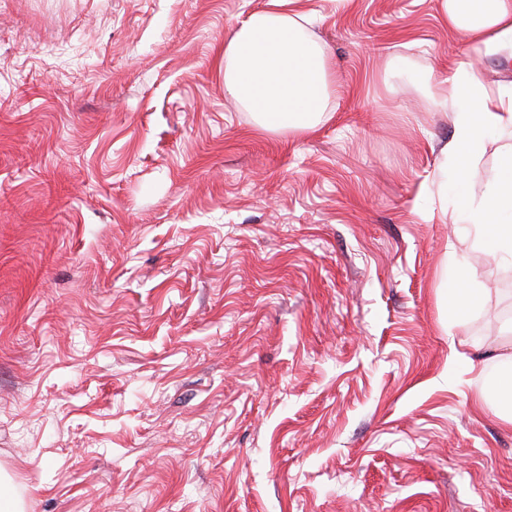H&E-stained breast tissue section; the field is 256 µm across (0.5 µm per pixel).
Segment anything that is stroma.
<instances>
[{
    "mask_svg": "<svg viewBox=\"0 0 512 512\" xmlns=\"http://www.w3.org/2000/svg\"><path fill=\"white\" fill-rule=\"evenodd\" d=\"M267 0H0V482L24 512H512V258L420 76L512 63L440 0H295L330 118L260 128ZM483 304L448 312L457 282Z\"/></svg>",
    "mask_w": 512,
    "mask_h": 512,
    "instance_id": "obj_1",
    "label": "stroma"
}]
</instances>
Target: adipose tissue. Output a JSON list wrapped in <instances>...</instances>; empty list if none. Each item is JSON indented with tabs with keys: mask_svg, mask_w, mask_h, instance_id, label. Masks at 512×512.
Returning a JSON list of instances; mask_svg holds the SVG:
<instances>
[{
	"mask_svg": "<svg viewBox=\"0 0 512 512\" xmlns=\"http://www.w3.org/2000/svg\"><path fill=\"white\" fill-rule=\"evenodd\" d=\"M288 0H270L252 12L224 45V88L269 130L304 131L318 125L333 92L328 57L309 39L301 13ZM450 32L486 52L512 59V0H442ZM438 106L454 102V137L445 152L456 158L454 178L465 185L484 132L512 129V81L490 90L468 62L455 61L445 78L423 81ZM482 199L470 205L471 221L493 253L512 255V153L487 180Z\"/></svg>",
	"mask_w": 512,
	"mask_h": 512,
	"instance_id": "obj_1",
	"label": "adipose tissue"
}]
</instances>
